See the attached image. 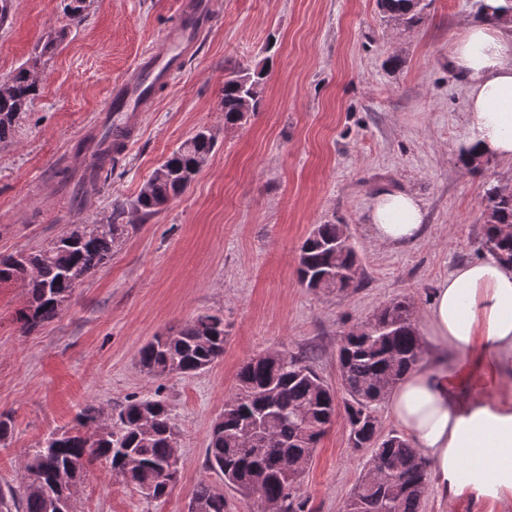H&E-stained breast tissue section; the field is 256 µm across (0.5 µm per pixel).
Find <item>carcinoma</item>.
Segmentation results:
<instances>
[{"mask_svg": "<svg viewBox=\"0 0 512 512\" xmlns=\"http://www.w3.org/2000/svg\"><path fill=\"white\" fill-rule=\"evenodd\" d=\"M64 10L78 24L85 18L87 0H64ZM383 17L412 28L424 19L427 0H377ZM478 13L491 24L512 16V0L491 7L475 0ZM69 35L68 27L49 34L36 46L34 61L51 56ZM25 62L0 81V144L12 142L29 107L40 94V83ZM263 71L233 67L224 77L220 106L224 125L239 126L257 111ZM216 141L198 131L160 163L139 195L118 204L108 224H84L60 246L0 255V286L18 285L26 294L20 313L22 331L30 333L56 319L76 286L111 257L127 231L126 211L146 219L180 196L209 161ZM484 219L481 248L493 259L512 265V183H490L481 202ZM339 224H319L303 242L297 274L309 288L315 280L324 289L351 287L358 269L349 244L337 243ZM415 310L406 299L392 301L351 330L338 350L340 385L348 395L345 415L354 448L371 455L360 473L345 512H420L428 490L425 460L403 436H380L375 406L423 358L414 325ZM224 317L200 314L184 325L156 336L137 354V363L151 377L195 374L224 355ZM112 426L96 430L102 413L93 405L76 417V427L52 432L25 454L19 485L0 488V512H71L72 498L61 496L57 475L80 478L101 461L111 475L134 486L145 497L159 499L169 490L173 444L180 430L173 408L156 392L131 398L112 408ZM336 416V395L305 359L272 351L244 362L234 393L224 401L206 448L205 463L222 483L200 481L187 512H226L224 488L250 497L258 488L280 512H304L297 486L321 438Z\"/></svg>", "mask_w": 512, "mask_h": 512, "instance_id": "1", "label": "carcinoma"}]
</instances>
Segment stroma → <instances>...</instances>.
<instances>
[{
  "label": "stroma",
  "instance_id": "obj_1",
  "mask_svg": "<svg viewBox=\"0 0 512 512\" xmlns=\"http://www.w3.org/2000/svg\"><path fill=\"white\" fill-rule=\"evenodd\" d=\"M71 23L63 0H14L0 30V75L69 27L44 66L39 97L14 142L0 147V254L36 251L80 224L106 223L152 171L202 127L217 145L187 190L132 228L110 260L75 288L59 318L22 333V289L0 287V413L13 430L0 444V486L17 485L23 459L49 432L71 429L93 404L161 393L181 429L180 471L159 500L89 469L74 512H187L205 467L211 426L248 359L269 351L304 357L334 390L342 336L405 296L423 312L435 284L484 260L481 200L512 181V160L460 162L468 137V81L451 48L477 21L474 0H432L404 29L376 0H216L210 29L181 73L159 89L139 140L95 190L78 186L76 140L107 105L114 82L178 21L183 0H88ZM266 65L258 112L225 129L226 68ZM383 189L420 199L423 237L400 247L372 241L369 211ZM344 225L360 275L343 292L297 279L299 248L315 225ZM222 315L224 355L193 375L154 378L136 355L153 336L201 313ZM370 456L352 448L337 411L300 481L304 512H344Z\"/></svg>",
  "mask_w": 512,
  "mask_h": 512
}]
</instances>
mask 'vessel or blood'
I'll return each mask as SVG.
<instances>
[{
  "mask_svg": "<svg viewBox=\"0 0 512 512\" xmlns=\"http://www.w3.org/2000/svg\"><path fill=\"white\" fill-rule=\"evenodd\" d=\"M212 0H184L181 18L164 47L116 81L111 98L94 126L84 135L80 165L98 164L123 153L141 131L143 112L155 92L177 72L198 46L211 20Z\"/></svg>",
  "mask_w": 512,
  "mask_h": 512,
  "instance_id": "1",
  "label": "vessel or blood"
}]
</instances>
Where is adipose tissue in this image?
Masks as SVG:
<instances>
[{
	"label": "adipose tissue",
	"mask_w": 512,
	"mask_h": 512,
	"mask_svg": "<svg viewBox=\"0 0 512 512\" xmlns=\"http://www.w3.org/2000/svg\"><path fill=\"white\" fill-rule=\"evenodd\" d=\"M451 59L469 82L466 149L512 159V20L467 25ZM369 219L381 246L423 234L422 204L409 193L379 192ZM420 340L456 364L426 360L407 372L387 394L390 419L425 458L440 497L512 501V268L458 266L435 289Z\"/></svg>",
	"instance_id": "adipose-tissue-1"
}]
</instances>
